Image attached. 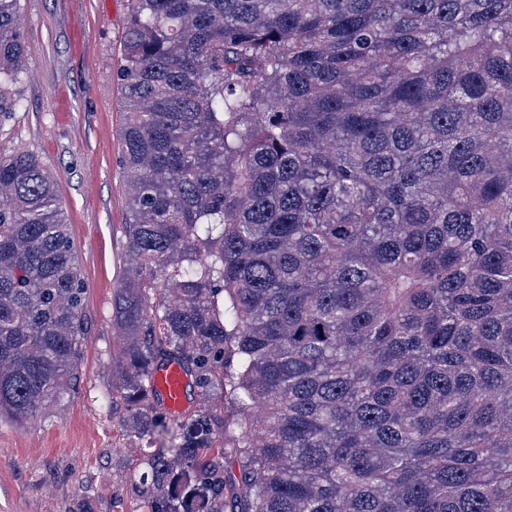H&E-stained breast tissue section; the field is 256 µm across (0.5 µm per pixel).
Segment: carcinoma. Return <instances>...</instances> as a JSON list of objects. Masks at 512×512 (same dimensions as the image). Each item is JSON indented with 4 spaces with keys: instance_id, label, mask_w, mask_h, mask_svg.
Here are the masks:
<instances>
[{
    "instance_id": "obj_1",
    "label": "carcinoma",
    "mask_w": 512,
    "mask_h": 512,
    "mask_svg": "<svg viewBox=\"0 0 512 512\" xmlns=\"http://www.w3.org/2000/svg\"><path fill=\"white\" fill-rule=\"evenodd\" d=\"M117 81L133 512H512V0H130ZM84 291L56 182L0 151V419L68 395ZM153 387L170 415L181 414L187 406V377L182 367L171 362L153 375Z\"/></svg>"
}]
</instances>
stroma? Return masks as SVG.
Segmentation results:
<instances>
[{
	"instance_id": "1",
	"label": "stroma",
	"mask_w": 512,
	"mask_h": 512,
	"mask_svg": "<svg viewBox=\"0 0 512 512\" xmlns=\"http://www.w3.org/2000/svg\"><path fill=\"white\" fill-rule=\"evenodd\" d=\"M28 72L0 108V150L34 154L58 187L82 277L87 332L64 402L0 421V512H128L144 446L101 398L119 350L112 294L126 266L120 63L129 0H20Z\"/></svg>"
}]
</instances>
